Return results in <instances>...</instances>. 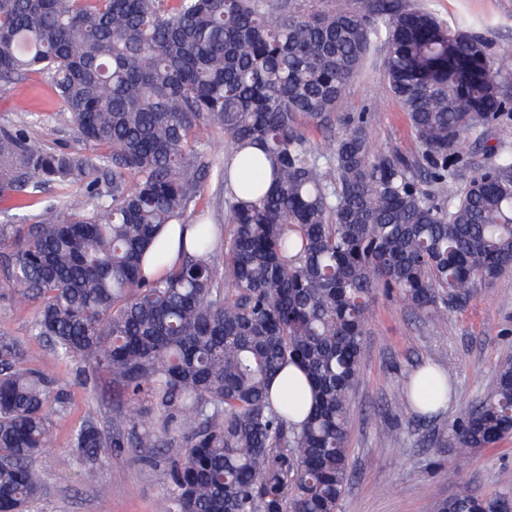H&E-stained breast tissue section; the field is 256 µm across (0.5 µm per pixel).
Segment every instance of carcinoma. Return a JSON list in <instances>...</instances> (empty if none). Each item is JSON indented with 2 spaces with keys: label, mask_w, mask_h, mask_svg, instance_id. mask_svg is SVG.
<instances>
[{
  "label": "carcinoma",
  "mask_w": 512,
  "mask_h": 512,
  "mask_svg": "<svg viewBox=\"0 0 512 512\" xmlns=\"http://www.w3.org/2000/svg\"><path fill=\"white\" fill-rule=\"evenodd\" d=\"M380 20L412 145L374 152L375 106L349 118L321 166L302 125L330 122ZM31 72L83 144L31 138L28 110L0 125V200L42 204L37 223L0 225V286L36 304L34 335L59 364L106 372L122 402L155 410L134 447L161 472L158 512H339L376 292L439 318L512 272V148L491 149L463 185L458 170L468 134L512 105V43L492 61L481 40L401 0H0V82L22 97ZM216 130L230 158L263 151L246 192L272 180L256 200L226 190L218 236L197 210L207 172L228 180L205 157ZM174 223L197 229L194 252L146 275ZM26 356L0 336V512L42 496L33 461L64 404ZM290 364L309 392L276 407L270 386ZM452 431L461 456L512 435L511 358ZM126 447L91 420L74 433L89 481L100 450ZM500 499L464 482L432 512H500Z\"/></svg>",
  "instance_id": "cac0c4a2"
}]
</instances>
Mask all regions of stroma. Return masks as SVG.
Segmentation results:
<instances>
[{
    "instance_id": "35a3bbf8",
    "label": "stroma",
    "mask_w": 512,
    "mask_h": 512,
    "mask_svg": "<svg viewBox=\"0 0 512 512\" xmlns=\"http://www.w3.org/2000/svg\"><path fill=\"white\" fill-rule=\"evenodd\" d=\"M411 2L450 28L466 26L488 51L512 42V0ZM386 39V26H379L363 66L336 106L331 128L308 130L317 156L330 157L347 117L372 102L380 108L369 128L374 149L402 150L411 143L410 121L390 96L384 74ZM28 85L29 94L23 99L0 85V123L14 120L18 109L24 108L40 116L29 128L33 139L54 148L77 147L75 134L57 117L54 88L36 73L29 74ZM499 144L512 147L510 115L479 128L464 142L462 155L469 164L460 173L461 181L474 176ZM34 315L33 304L20 303L9 289L0 288V333L29 347V366L59 378L65 402L63 412L53 418L50 448L34 462L43 476L45 495L31 512H156L164 486L137 449L103 452L96 461L94 483L86 479L80 463L66 462L72 434L87 417H94L107 433L117 428L133 439L139 430L128 421L129 406L116 404L118 390L110 376L92 373L80 363L59 366L43 352L32 330ZM511 357V273L440 318L417 313L397 295L377 293L362 372L351 395L350 479L340 512H430L433 502L452 496L463 481L479 495L512 497V437L466 457L449 446L453 421L492 389L498 365ZM424 365L448 373L451 399L425 417L417 415L403 397L408 378ZM382 422L396 433L387 448L377 445Z\"/></svg>"
}]
</instances>
